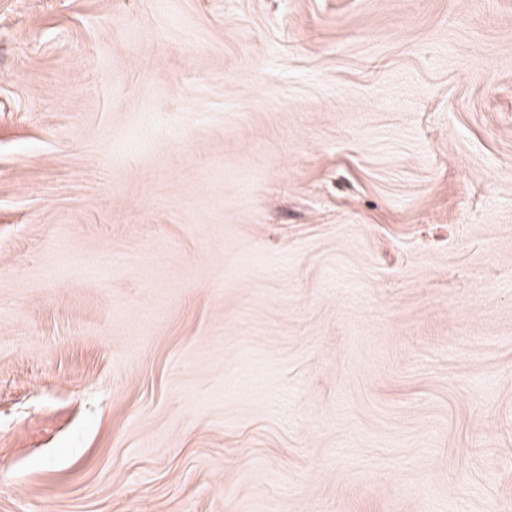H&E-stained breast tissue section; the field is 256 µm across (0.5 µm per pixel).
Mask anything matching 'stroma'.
I'll return each mask as SVG.
<instances>
[{
    "label": "stroma",
    "mask_w": 512,
    "mask_h": 512,
    "mask_svg": "<svg viewBox=\"0 0 512 512\" xmlns=\"http://www.w3.org/2000/svg\"><path fill=\"white\" fill-rule=\"evenodd\" d=\"M0 512H512V0H0Z\"/></svg>",
    "instance_id": "stroma-1"
}]
</instances>
